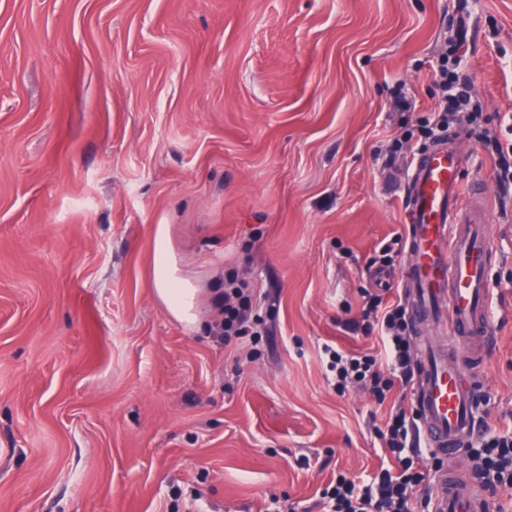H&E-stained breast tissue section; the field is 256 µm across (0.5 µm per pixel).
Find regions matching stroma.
Here are the masks:
<instances>
[{"instance_id": "obj_1", "label": "stroma", "mask_w": 512, "mask_h": 512, "mask_svg": "<svg viewBox=\"0 0 512 512\" xmlns=\"http://www.w3.org/2000/svg\"><path fill=\"white\" fill-rule=\"evenodd\" d=\"M460 33L461 178L507 201L480 407L507 428L512 185L484 140L508 137L512 0H0V512H263L378 468L384 412L321 348L377 346L343 323L406 231L385 161L407 129L431 146ZM162 224L193 325L152 288ZM231 268L274 335H212ZM401 243L402 235L400 234H396L389 240H386V238L381 240L374 249L375 260L372 261V264L378 261L380 265L384 267L393 265L395 261L394 257L398 256L401 251ZM395 246H397V249Z\"/></svg>"}]
</instances>
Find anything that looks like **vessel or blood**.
<instances>
[{
	"label": "vessel or blood",
	"instance_id": "1",
	"mask_svg": "<svg viewBox=\"0 0 512 512\" xmlns=\"http://www.w3.org/2000/svg\"><path fill=\"white\" fill-rule=\"evenodd\" d=\"M464 163L459 136L449 134L416 159L405 190L409 317L441 337L424 346L419 363V440L445 460L456 458L476 433L475 375L492 336L487 270L498 256L487 196L481 182L462 185ZM441 483L432 512H481V499L456 471L443 474Z\"/></svg>",
	"mask_w": 512,
	"mask_h": 512
}]
</instances>
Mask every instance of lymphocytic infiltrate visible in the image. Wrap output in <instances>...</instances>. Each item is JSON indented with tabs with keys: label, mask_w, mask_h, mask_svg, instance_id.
<instances>
[{
	"label": "lymphocytic infiltrate",
	"mask_w": 512,
	"mask_h": 512,
	"mask_svg": "<svg viewBox=\"0 0 512 512\" xmlns=\"http://www.w3.org/2000/svg\"><path fill=\"white\" fill-rule=\"evenodd\" d=\"M442 96L426 136H446L463 113L478 111L468 93V83L457 69L441 67ZM252 297L246 273L233 271L224 278V318L219 333L224 338L254 333ZM360 322L375 332L384 350L383 357L370 353L333 352L331 370L337 392L352 385L366 391L374 403L386 411L383 428L376 435L385 453L394 458V467H380L369 480L358 482L337 474L334 484L305 506L303 512H430L433 469L423 465L415 446V415L404 400L393 399L394 386H409L415 375L410 345L407 310L400 298L367 293ZM469 467L461 482L481 487L490 494L512 489V429L483 428L468 447Z\"/></svg>",
	"instance_id": "obj_1"
}]
</instances>
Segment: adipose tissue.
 Listing matches in <instances>:
<instances>
[{
    "mask_svg": "<svg viewBox=\"0 0 512 512\" xmlns=\"http://www.w3.org/2000/svg\"><path fill=\"white\" fill-rule=\"evenodd\" d=\"M153 287L158 299L177 319L195 321L194 298L196 290L190 282L176 276L165 231H158L155 241Z\"/></svg>",
    "mask_w": 512,
    "mask_h": 512,
    "instance_id": "ef3b65f1",
    "label": "adipose tissue"
}]
</instances>
